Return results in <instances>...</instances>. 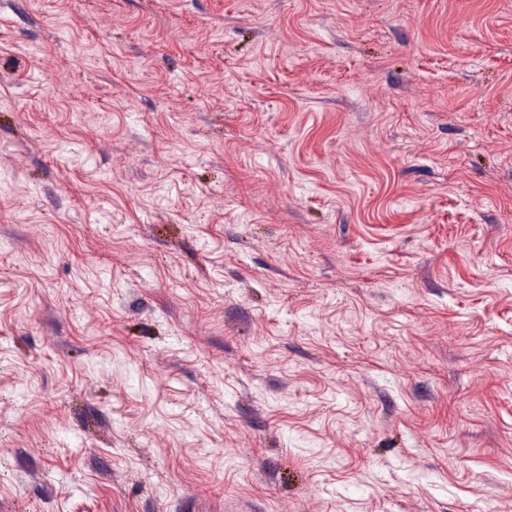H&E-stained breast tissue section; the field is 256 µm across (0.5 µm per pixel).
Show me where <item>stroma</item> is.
Wrapping results in <instances>:
<instances>
[{
	"label": "stroma",
	"instance_id": "stroma-1",
	"mask_svg": "<svg viewBox=\"0 0 512 512\" xmlns=\"http://www.w3.org/2000/svg\"><path fill=\"white\" fill-rule=\"evenodd\" d=\"M0 512H512V0H0Z\"/></svg>",
	"mask_w": 512,
	"mask_h": 512
}]
</instances>
